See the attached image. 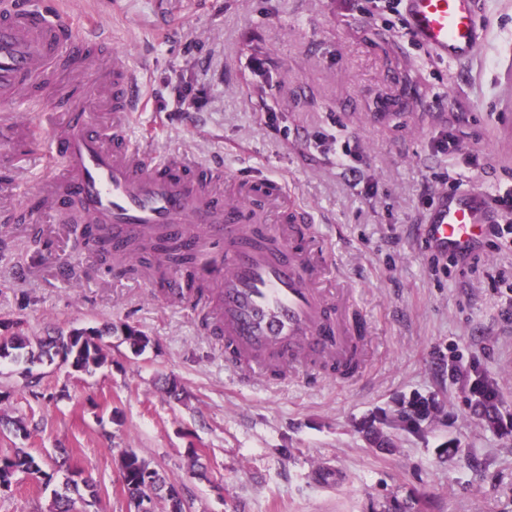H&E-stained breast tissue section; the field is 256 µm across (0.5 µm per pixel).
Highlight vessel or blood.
<instances>
[{
  "mask_svg": "<svg viewBox=\"0 0 512 512\" xmlns=\"http://www.w3.org/2000/svg\"><path fill=\"white\" fill-rule=\"evenodd\" d=\"M412 37L436 58L470 61L485 31L478 0H403ZM108 38L101 24L77 31L69 12L44 0H0V105H14L47 87L61 57L77 63L73 84L102 89L112 110V138L103 140L89 112L72 105L51 148L61 172L39 191L40 211L79 203L86 223L104 242L113 237H164L195 258L193 274L213 288L214 324L226 360L248 384L258 376L305 375L342 382L364 357L366 320L357 318L353 291L331 264L328 245L310 212L293 206L279 224L254 223L262 202L285 196L276 178H235L238 199H219L209 167L180 155L157 158L131 146L127 125L138 82L124 57L95 71L85 59ZM487 197L476 191H441L425 219L430 244L467 254L482 235ZM151 278L171 298L183 295L182 270L154 266Z\"/></svg>",
  "mask_w": 512,
  "mask_h": 512,
  "instance_id": "1",
  "label": "vessel or blood"
}]
</instances>
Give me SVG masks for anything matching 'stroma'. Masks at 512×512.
<instances>
[{
  "label": "stroma",
  "instance_id": "1",
  "mask_svg": "<svg viewBox=\"0 0 512 512\" xmlns=\"http://www.w3.org/2000/svg\"><path fill=\"white\" fill-rule=\"evenodd\" d=\"M78 20H104L112 47L139 78L144 105L133 144L160 157L222 158L231 172L288 184L268 213L308 205L372 333L366 362L347 382L301 378L239 385L209 335L212 308L175 303L143 278L105 272L75 250L63 214H40L41 242L20 216L60 162L51 142L60 107L77 100L103 137L112 117L70 70L19 112L23 144L0 190V338L117 326L112 362L93 373L0 361V415L33 419L21 437L0 426V451L25 448L55 468L57 451L101 487L95 512H129L120 456L135 450L179 487L188 512H512V323L507 299L481 272L432 252L422 217L446 185L495 197L512 187V0H480L486 36L469 64L412 43L402 16L357 0H60ZM190 95L182 108L179 90ZM279 116L281 133L264 122ZM340 118L359 154L365 196L312 137ZM451 135L458 149L437 153ZM478 156V167L467 164ZM151 339L140 354L122 341ZM498 387L500 429L471 410L475 370ZM176 377L180 398L163 379ZM441 404L419 433L391 451L366 444L361 426L414 394ZM459 455H440L442 444ZM199 462L190 466L189 453ZM61 480L17 475L0 512H45Z\"/></svg>",
  "mask_w": 512,
  "mask_h": 512
}]
</instances>
